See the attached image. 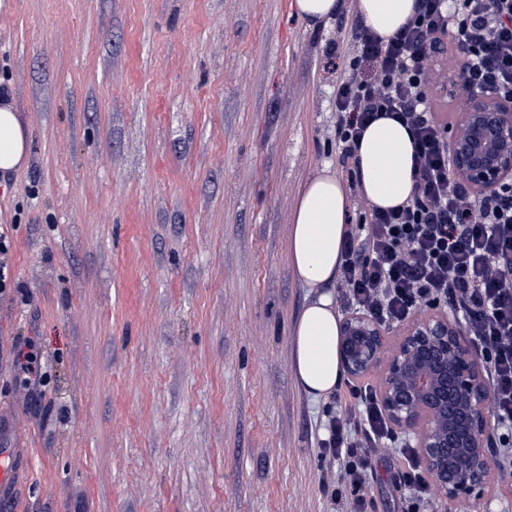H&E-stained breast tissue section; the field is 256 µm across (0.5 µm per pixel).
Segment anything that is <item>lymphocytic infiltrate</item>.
<instances>
[{"label":"lymphocytic infiltrate","mask_w":512,"mask_h":512,"mask_svg":"<svg viewBox=\"0 0 512 512\" xmlns=\"http://www.w3.org/2000/svg\"><path fill=\"white\" fill-rule=\"evenodd\" d=\"M448 37L467 49L464 87L512 98V0H415L413 17L390 37L360 20L336 32V144L360 216L344 232L336 305L386 326L429 308L454 309L488 381L499 470L512 475V180L476 194L451 170L448 127L430 94ZM383 114L414 136L412 193L388 210L366 200L357 155L367 124ZM333 398L321 453L336 461V481L351 487L352 512H369L365 490L392 430L370 386L349 383ZM398 456L402 512H426L420 460L404 446Z\"/></svg>","instance_id":"1"}]
</instances>
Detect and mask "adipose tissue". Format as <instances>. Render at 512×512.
<instances>
[{"mask_svg": "<svg viewBox=\"0 0 512 512\" xmlns=\"http://www.w3.org/2000/svg\"><path fill=\"white\" fill-rule=\"evenodd\" d=\"M357 9L378 35L394 34L414 13L415 0H357ZM30 135L14 106L0 103V175L23 168L29 158ZM366 199L378 208L401 205L412 192L413 140L408 128L381 118L365 130L358 148ZM349 199L342 182L329 170L315 174L302 190L294 214L290 254L293 267L309 287H322L336 277ZM339 321L324 295L300 314L294 338V370L312 398L330 395L341 380Z\"/></svg>", "mask_w": 512, "mask_h": 512, "instance_id": "obj_1", "label": "adipose tissue"}]
</instances>
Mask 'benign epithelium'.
<instances>
[{
    "mask_svg": "<svg viewBox=\"0 0 512 512\" xmlns=\"http://www.w3.org/2000/svg\"><path fill=\"white\" fill-rule=\"evenodd\" d=\"M458 116L464 132L448 146L454 173L475 192L512 178V101L491 88L471 90ZM339 330L342 367L354 377L379 373V404L416 449L432 491L456 504L484 496L492 448L487 385L457 319L420 312L384 329L357 315Z\"/></svg>",
    "mask_w": 512,
    "mask_h": 512,
    "instance_id": "7a95c632",
    "label": "benign epithelium"
}]
</instances>
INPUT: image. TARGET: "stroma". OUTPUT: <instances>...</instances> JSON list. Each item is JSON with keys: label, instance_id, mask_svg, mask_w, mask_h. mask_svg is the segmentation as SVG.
I'll use <instances>...</instances> for the list:
<instances>
[{"label": "stroma", "instance_id": "1", "mask_svg": "<svg viewBox=\"0 0 512 512\" xmlns=\"http://www.w3.org/2000/svg\"><path fill=\"white\" fill-rule=\"evenodd\" d=\"M0 87L31 133L0 179V423L18 512H349L294 371L302 186L338 172L326 47L294 0H7ZM38 348L47 381L16 358ZM387 450L371 512H400Z\"/></svg>", "mask_w": 512, "mask_h": 512}]
</instances>
